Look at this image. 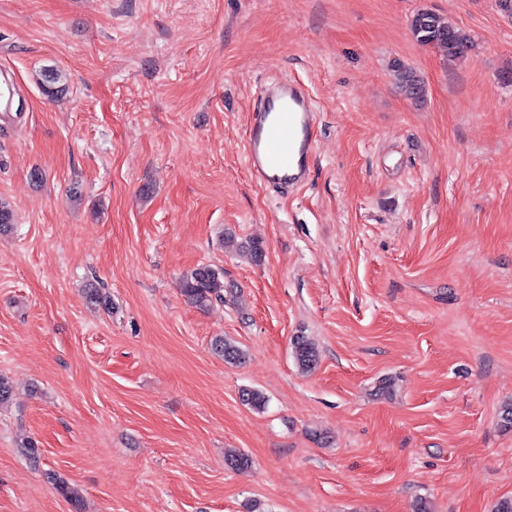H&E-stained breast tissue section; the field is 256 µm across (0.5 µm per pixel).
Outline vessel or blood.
<instances>
[{
	"label": "vessel or blood",
	"instance_id": "obj_1",
	"mask_svg": "<svg viewBox=\"0 0 512 512\" xmlns=\"http://www.w3.org/2000/svg\"><path fill=\"white\" fill-rule=\"evenodd\" d=\"M316 126L317 114L302 84L285 79L266 87L245 145L253 180L288 190L307 184Z\"/></svg>",
	"mask_w": 512,
	"mask_h": 512
}]
</instances>
